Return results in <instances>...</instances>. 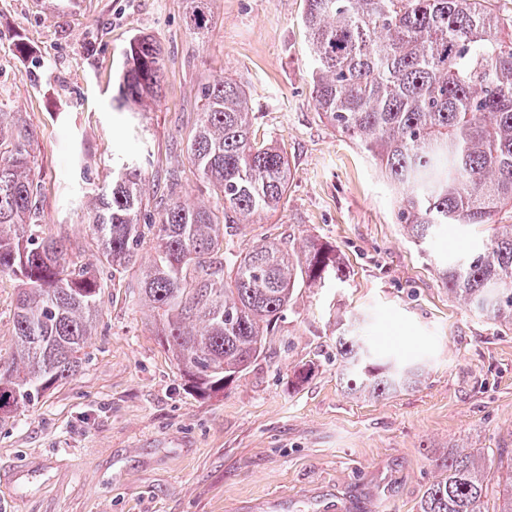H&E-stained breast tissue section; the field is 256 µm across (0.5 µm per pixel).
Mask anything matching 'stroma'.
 <instances>
[{
  "mask_svg": "<svg viewBox=\"0 0 512 512\" xmlns=\"http://www.w3.org/2000/svg\"><path fill=\"white\" fill-rule=\"evenodd\" d=\"M189 7L0 0V107L38 131L44 234L91 261L81 207L121 155L145 154L151 210L173 197L208 202L185 139L204 87L226 77L250 99L254 137L285 148L290 176L281 210L239 225L225 251L313 238L336 247L350 277L298 290L258 360L208 397L186 385L150 311L105 286L79 372L0 421V512H416L435 454L512 452V331L449 296L433 253L397 222L402 187L316 112L304 0H212L200 38ZM139 33L161 44L164 82L137 141L112 84ZM20 286L0 275L5 361ZM353 314L377 353L421 366L418 386L345 391L336 324ZM305 365L311 376L293 384Z\"/></svg>",
  "mask_w": 512,
  "mask_h": 512,
  "instance_id": "stroma-1",
  "label": "stroma"
}]
</instances>
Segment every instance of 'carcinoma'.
<instances>
[{
	"mask_svg": "<svg viewBox=\"0 0 512 512\" xmlns=\"http://www.w3.org/2000/svg\"><path fill=\"white\" fill-rule=\"evenodd\" d=\"M211 0H191L187 25L202 34ZM315 108L405 188L398 221L418 245L433 246L452 225L492 234L458 257L437 258L448 294L512 329V32L487 0H305ZM163 51L133 38L118 62L112 100L142 125L159 96ZM186 151L212 202L173 200L153 214L137 159L86 206L98 263L77 264L64 242L43 235L39 186L31 176L35 128L0 108V274L23 285L13 310L15 350L0 362V414L28 407L74 376L105 286L134 288L154 314L156 336L201 395L224 389L263 352V339L300 288L344 283L336 249L316 239L300 251L275 241L226 256L224 235L275 213L288 189L285 150L252 137L244 90L217 79L202 91ZM154 257L135 279L145 235ZM365 319L341 324L337 354L352 394L412 389L421 368L376 361ZM417 512H512V455L500 448L442 451Z\"/></svg>",
	"mask_w": 512,
	"mask_h": 512,
	"instance_id": "carcinoma-1",
	"label": "carcinoma"
}]
</instances>
